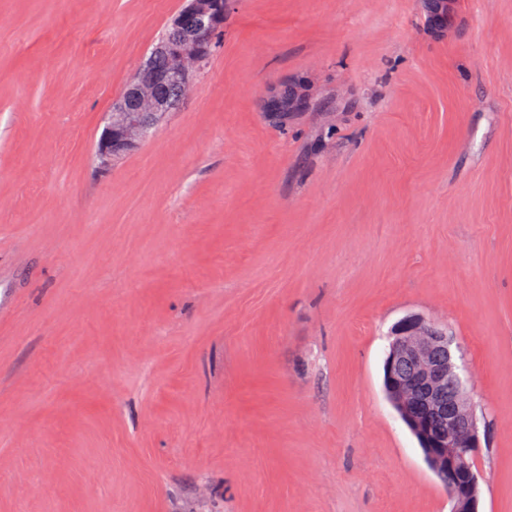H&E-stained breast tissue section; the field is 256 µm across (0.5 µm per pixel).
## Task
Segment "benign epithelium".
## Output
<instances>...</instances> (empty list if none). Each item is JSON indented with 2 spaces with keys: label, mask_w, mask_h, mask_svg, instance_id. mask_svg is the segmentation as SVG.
Here are the masks:
<instances>
[{
  "label": "benign epithelium",
  "mask_w": 512,
  "mask_h": 512,
  "mask_svg": "<svg viewBox=\"0 0 512 512\" xmlns=\"http://www.w3.org/2000/svg\"><path fill=\"white\" fill-rule=\"evenodd\" d=\"M170 26L173 33L155 46L112 103V119L98 145L101 159L119 156L149 136L160 116L177 103L207 58L213 33L224 27V7L208 11L188 0ZM172 55L176 61L164 69L157 66L156 58ZM463 372L461 347L446 330L419 315L394 326L384 362L386 399L420 440L452 512H479L473 461L481 444Z\"/></svg>",
  "instance_id": "benign-epithelium-1"
}]
</instances>
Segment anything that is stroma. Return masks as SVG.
I'll return each instance as SVG.
<instances>
[{
    "mask_svg": "<svg viewBox=\"0 0 512 512\" xmlns=\"http://www.w3.org/2000/svg\"><path fill=\"white\" fill-rule=\"evenodd\" d=\"M185 3L0 0V512H450L382 389L409 315L512 512V0H229L101 162ZM196 5L197 1L188 0V6L170 22L173 33L162 40L171 31L168 25L146 64L112 103V119L98 145L102 160L125 153L137 140L149 136L160 116L177 103L200 71L209 54L213 33L224 26V6L208 11ZM172 55L177 58L175 62L165 69L157 66V57ZM282 88L284 91L270 105L272 112H292L299 99L304 100L303 95H306L301 83L286 84Z\"/></svg>",
    "mask_w": 512,
    "mask_h": 512,
    "instance_id": "stroma-1",
    "label": "stroma"
}]
</instances>
